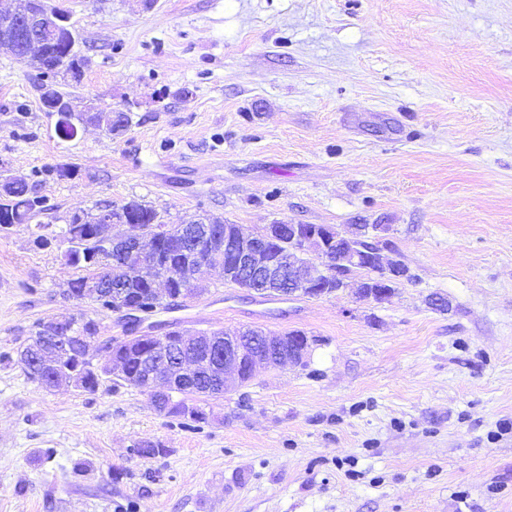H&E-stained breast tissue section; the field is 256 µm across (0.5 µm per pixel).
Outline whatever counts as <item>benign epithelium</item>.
<instances>
[{"instance_id": "obj_1", "label": "benign epithelium", "mask_w": 512, "mask_h": 512, "mask_svg": "<svg viewBox=\"0 0 512 512\" xmlns=\"http://www.w3.org/2000/svg\"><path fill=\"white\" fill-rule=\"evenodd\" d=\"M69 32L71 40L77 34L70 26L67 13L45 6L36 0H26L18 11L0 8V49L8 50L22 62L43 68V46L56 38L61 31ZM38 90L62 117V122L75 115L72 100L56 98L51 82L38 86ZM95 223L103 225L100 238L107 250L121 247L124 265L147 273L151 287L165 294L170 285L180 282L194 286L203 267H211L225 273L219 257H230V266L238 275L239 288L248 292L254 280L266 283L287 282L288 288L281 297L291 299L315 292L326 296L348 286L352 275L370 271L371 276L358 281L356 294L362 301L383 303L388 301L402 282L410 277V271L396 263L395 259H384L380 249L360 250L353 243L354 237L375 240L378 233L388 230L386 224H360L351 230L340 232L325 224H268L261 231L246 235L240 229L230 230L214 226L202 232L183 231L182 241L196 255V262L181 269L172 265H156L151 262L154 236L146 224H137L128 216L116 215V208L102 205L97 210ZM290 243L287 251H268L266 245L283 235ZM104 288L111 289V311L125 327V335L119 341L127 348L151 342L146 358V378L143 390L152 400L165 398L177 404L188 395L187 379L202 364L210 365L223 380V386L233 380L242 385L253 377L259 368H276L287 363L299 364L310 352L306 336L264 334L260 346L248 345L244 337L251 330H234L224 335V341L197 333L182 334L174 339L168 333H155V325H145L147 318L135 306L125 304L126 294L120 284L112 283V271L103 267L89 281L85 297L97 299ZM83 359L87 368L98 371L94 346L95 337H81Z\"/></svg>"}]
</instances>
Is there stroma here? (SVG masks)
Listing matches in <instances>:
<instances>
[{
	"instance_id": "stroma-1",
	"label": "stroma",
	"mask_w": 512,
	"mask_h": 512,
	"mask_svg": "<svg viewBox=\"0 0 512 512\" xmlns=\"http://www.w3.org/2000/svg\"><path fill=\"white\" fill-rule=\"evenodd\" d=\"M55 2L90 59L75 108L132 124L62 136L39 70L0 50V169L50 200L41 223L135 199L247 233L385 224L412 279L383 304L265 302L202 270L158 325L313 344L188 428L109 375L93 393L27 377L37 322L121 329L63 297L60 243L0 231V512H512V0ZM143 440L165 454L132 455Z\"/></svg>"
}]
</instances>
